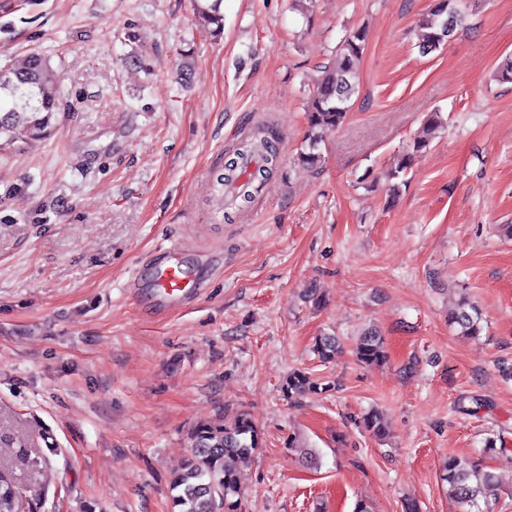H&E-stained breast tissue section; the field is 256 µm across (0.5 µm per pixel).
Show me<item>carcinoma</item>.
<instances>
[{
	"mask_svg": "<svg viewBox=\"0 0 512 512\" xmlns=\"http://www.w3.org/2000/svg\"><path fill=\"white\" fill-rule=\"evenodd\" d=\"M196 12L207 25L223 27L221 0H195ZM461 0H437L430 14L422 20L416 32L419 48L429 54L442 49L463 25L466 13ZM367 34L359 27L350 31L336 48L334 66H325L315 81V91L309 97L306 115L308 133L298 160L309 170L322 163L320 144L325 135L346 121L351 98L357 93L359 79L354 68L362 55ZM63 105L58 74L46 57L32 53L11 68L0 69V139L4 144L31 145L51 133L52 120ZM442 124L439 115L428 119L427 135L419 136L406 146L400 162L388 174L389 191L396 196L406 185L407 169L414 158L430 145L429 135ZM236 167L224 166V176L216 177L215 191L224 192V183L237 185V197L251 202L250 189L256 181H263L262 173L273 175L277 165L276 148L267 136H251L239 142L233 150ZM479 309L465 300L451 312L449 322L464 336L476 337L482 330ZM339 352V341L332 335L319 337L314 353L322 363L331 362ZM358 358L368 364H380L386 359L381 336L370 329L356 344ZM322 389L311 375L294 371L283 380V397L292 401L307 392ZM360 426L370 435L383 439L388 435L384 418L376 411L364 414ZM189 453L182 467L169 482L172 512H243L244 494L239 461L262 447V433L247 412L233 420H205L195 424L188 433ZM442 477L451 493L463 506L464 512H493L499 498L497 476L475 461L450 457L442 466ZM12 474L0 469V512H16L9 502Z\"/></svg>",
	"mask_w": 512,
	"mask_h": 512,
	"instance_id": "obj_1",
	"label": "carcinoma"
}]
</instances>
